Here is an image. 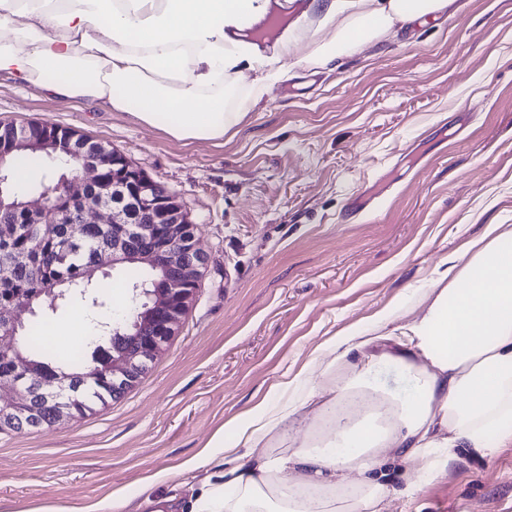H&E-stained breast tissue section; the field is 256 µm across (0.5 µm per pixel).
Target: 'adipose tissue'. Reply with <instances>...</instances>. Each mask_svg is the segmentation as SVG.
I'll return each instance as SVG.
<instances>
[{
  "label": "adipose tissue",
  "instance_id": "obj_1",
  "mask_svg": "<svg viewBox=\"0 0 512 512\" xmlns=\"http://www.w3.org/2000/svg\"><path fill=\"white\" fill-rule=\"evenodd\" d=\"M452 0H314L326 32L309 56L324 67L386 34L425 21ZM270 0H0V79L49 98L108 102L178 140L222 141L243 122L238 91L261 98L288 76L295 40L274 53L246 40ZM306 395L291 381L270 390L257 413L216 434L188 466L203 470L189 495L146 500L152 512H379L393 493L387 469L403 463L423 481L460 453L492 457L512 446V225H488L420 289L401 314L344 330L322 349ZM387 368L411 382L384 390ZM319 401L325 446L281 451L303 408ZM222 473H208L214 450Z\"/></svg>",
  "mask_w": 512,
  "mask_h": 512
}]
</instances>
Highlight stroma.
Wrapping results in <instances>:
<instances>
[{
    "label": "stroma",
    "mask_w": 512,
    "mask_h": 512,
    "mask_svg": "<svg viewBox=\"0 0 512 512\" xmlns=\"http://www.w3.org/2000/svg\"><path fill=\"white\" fill-rule=\"evenodd\" d=\"M300 0L288 77L223 142L179 141L108 102L61 104L0 84V122L68 127L165 186L209 256L180 327L119 401L0 434V512H90L143 486L187 493L184 465L343 328L366 330L490 224L512 225V0H454L339 65L306 57L320 14ZM374 208L345 219L358 198ZM383 512H512V447L462 456L415 497L402 464Z\"/></svg>",
    "instance_id": "35a3bbf8"
}]
</instances>
